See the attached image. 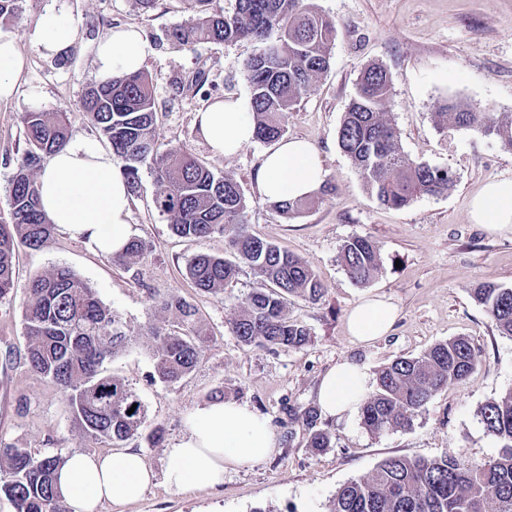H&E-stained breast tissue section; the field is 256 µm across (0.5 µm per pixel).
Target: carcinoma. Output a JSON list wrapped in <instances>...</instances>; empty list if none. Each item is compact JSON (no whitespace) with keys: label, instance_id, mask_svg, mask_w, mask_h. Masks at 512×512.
Wrapping results in <instances>:
<instances>
[{"label":"carcinoma","instance_id":"obj_1","mask_svg":"<svg viewBox=\"0 0 512 512\" xmlns=\"http://www.w3.org/2000/svg\"><path fill=\"white\" fill-rule=\"evenodd\" d=\"M191 18L169 29L177 46L202 42L229 43L250 39L260 54L246 65L252 87L251 111L255 138L276 141L288 131V112L330 66L336 39L333 19L311 10L306 0H237L234 13H211V0H186ZM19 0H0V26L18 15ZM391 76L372 64L359 75L338 130L341 151L360 173L376 199L404 208L423 195H439L454 182L453 173L417 162L400 150L398 132L385 110ZM78 111L98 128L121 161L131 192L140 186L139 165L155 166L153 201L170 218L175 233L185 238L224 235L227 249L248 264L262 280L232 320L239 342L269 349H299L311 340L309 329L291 320L288 298L319 300L324 288L314 271L277 245L251 235L245 214L247 201L231 175L216 176L190 154L159 151L152 79L145 72L112 76L94 83ZM439 129H472L512 150V119L463 107L446 98L438 107ZM22 123L25 149L10 183V209L0 220V298L15 288L18 244L42 247L55 226L39 204L32 159L63 148L72 135L70 110L28 112ZM310 199L271 203L287 217L302 213ZM145 258V248L131 241L112 261L131 265ZM340 261L357 287H364L381 270L380 252L366 237L343 243ZM195 287L213 293L233 279L238 266L222 257L198 255L187 267ZM474 299L485 308L497 331L512 337V288L484 282ZM177 312L167 329L148 327L141 335L157 343L155 373L174 384L199 364V346L206 339L197 311L182 300L165 301ZM25 361L34 374L62 392L72 417L91 443L119 444L139 433L146 409L127 384L104 372L105 361L134 341L122 316L104 305L95 289L67 267L33 278L26 287ZM478 354L466 336L432 346L417 357H400L379 372L376 389L364 399L361 423L372 434L412 427L429 399L451 383L472 374ZM132 414H127L130 408ZM486 432L500 450L495 457L474 459L445 454L435 459L389 456L367 476L343 484L330 512H512V389L479 408ZM307 447L322 452L331 447L330 434L317 427V413L308 410ZM9 460L8 476L0 477V493L16 512H70L55 487V473L64 463L58 455L36 457L26 448L0 441V458Z\"/></svg>","mask_w":512,"mask_h":512}]
</instances>
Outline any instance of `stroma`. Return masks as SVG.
I'll list each match as a JSON object with an SVG mask.
<instances>
[{
    "label": "stroma",
    "instance_id": "stroma-1",
    "mask_svg": "<svg viewBox=\"0 0 512 512\" xmlns=\"http://www.w3.org/2000/svg\"><path fill=\"white\" fill-rule=\"evenodd\" d=\"M333 19L336 40L328 71L319 76L288 114L289 137L311 142L323 159L328 194L318 195L302 214L280 215L259 192L256 181L266 143L253 141L230 158L212 157L200 139L195 116L212 99L227 95L250 99L247 62L256 43L171 45L168 29L186 21L183 0H156L141 9L137 0H21L17 18L0 35L15 39L26 58L19 90L0 101V214L9 211V186L25 148L21 117L27 112L72 108L73 135L98 137V130L76 108L96 82L94 46L112 27L132 24L149 47L145 68L154 83L161 149L192 153L216 174L233 175L248 203L250 234L278 245L304 261L325 293L318 302L288 300V315L311 332L300 349L270 350L240 343L231 322L261 280L240 265L223 290H198L187 274L198 254L227 256L223 236L184 239L153 203L155 171L140 168L141 187L133 196L129 222L146 248L143 263L119 266L83 242L55 231L38 250L17 249L14 290L0 299V441L35 455L96 452L73 420L59 389L33 375L24 360L27 344L24 286L37 275L66 267L86 280L98 298L117 310L138 341L108 360V374L123 379L147 410L139 437L128 440L153 469L157 480L134 504L105 503L101 512H328L336 490L366 476L384 458L400 455L431 459L443 453L490 458L499 451L479 416L480 407L512 389V337L499 335L485 309L473 298L481 283L512 287V234L491 232L473 223L468 205L491 180L512 179V151L472 130L440 131L436 112L444 98L464 106L512 117V0H307ZM49 7L64 8L77 24L70 52L48 57L33 31ZM371 64L392 77L387 110L399 132L402 152L413 160L450 169L448 192L418 198L408 207L380 205L337 145V132L356 79ZM205 72L209 93L192 83ZM367 237L380 250L382 268L363 288L350 281L340 260L342 244ZM380 296L396 306L389 334L367 344L351 340L349 310L360 300ZM182 298L198 312L208 341L200 347L196 369L174 384L155 373V343L140 339L147 325L167 326L177 318L162 300ZM464 335L480 356L465 380L435 393L411 428L371 434L360 411L341 419L319 417L331 446L313 453L306 446V410L316 407L325 373L350 360L377 379L398 357L421 355L436 343ZM247 404L275 434L271 455L224 473L215 490H177L162 480L166 450L187 432L189 414L215 396ZM162 428L159 442L146 440Z\"/></svg>",
    "mask_w": 512,
    "mask_h": 512
}]
</instances>
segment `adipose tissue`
I'll use <instances>...</instances> for the list:
<instances>
[{
  "label": "adipose tissue",
  "mask_w": 512,
  "mask_h": 512,
  "mask_svg": "<svg viewBox=\"0 0 512 512\" xmlns=\"http://www.w3.org/2000/svg\"><path fill=\"white\" fill-rule=\"evenodd\" d=\"M76 25L61 10H46L35 39L49 56L65 53L76 38ZM148 46L137 27L112 28L98 42V78L141 71ZM196 125L212 156L238 154L255 137L247 104L239 98L214 100L196 116ZM324 171L317 150L307 141L284 139L268 150L257 172L260 195L270 202L294 200L318 191ZM40 203L52 224L92 250L117 255L129 246L131 192L111 152L93 139H71L48 157L37 178ZM470 215L498 232H512V180L486 183L470 203ZM395 308L379 297L362 299L349 312L347 330L358 343L386 335ZM368 391L367 377L357 364L344 360L321 379L317 400L324 415L353 411ZM276 446L266 419L248 405L216 401L196 407L187 433L167 451V485L178 489L215 488L227 469L267 458ZM154 473L141 452L69 455L58 473V490L71 512H100L103 502L134 503L151 484Z\"/></svg>",
  "instance_id": "obj_1"
}]
</instances>
